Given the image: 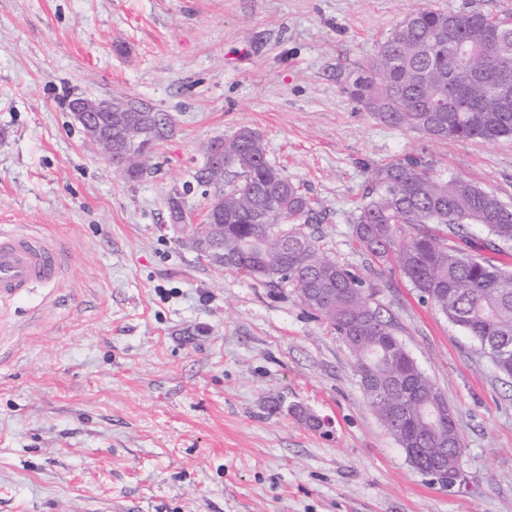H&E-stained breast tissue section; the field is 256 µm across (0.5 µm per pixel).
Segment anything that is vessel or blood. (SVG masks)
Instances as JSON below:
<instances>
[{
	"mask_svg": "<svg viewBox=\"0 0 512 512\" xmlns=\"http://www.w3.org/2000/svg\"><path fill=\"white\" fill-rule=\"evenodd\" d=\"M60 243L12 227L0 228V299L21 295L32 284L57 283Z\"/></svg>",
	"mask_w": 512,
	"mask_h": 512,
	"instance_id": "b4317fda",
	"label": "vessel or blood"
}]
</instances>
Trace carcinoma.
<instances>
[{
    "label": "carcinoma",
    "mask_w": 512,
    "mask_h": 512,
    "mask_svg": "<svg viewBox=\"0 0 512 512\" xmlns=\"http://www.w3.org/2000/svg\"><path fill=\"white\" fill-rule=\"evenodd\" d=\"M497 30L512 34L501 19L422 3L380 42L367 66L350 74L346 90L379 121L434 140L512 137V99L504 101L494 90L506 63L492 43ZM473 58L483 61L484 77H470L465 62ZM448 100L450 111H432ZM112 162L140 169L130 176L138 180L148 159L128 160L117 146ZM207 183L213 197H224V268L272 285L292 284L301 302L343 341L357 340L360 385L399 447L417 440L435 449L446 445L450 457L464 447L456 421L430 401L435 383L373 307L365 279L302 230L313 202L269 162L262 136L242 128L224 138V169L208 172ZM428 224H440L446 233L434 234ZM467 224L486 232L485 249L512 244L511 204L464 178L435 177L414 161H399L373 170L353 230L378 267L407 278L512 379V268L448 245L452 237L466 240Z\"/></svg>",
    "instance_id": "carcinoma-1"
}]
</instances>
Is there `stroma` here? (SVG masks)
Returning <instances> with one entry per match:
<instances>
[{"mask_svg": "<svg viewBox=\"0 0 512 512\" xmlns=\"http://www.w3.org/2000/svg\"><path fill=\"white\" fill-rule=\"evenodd\" d=\"M420 1L0 0V226L66 247L57 284L0 302V512H512V379L462 328L377 278L464 439L446 487L408 463L292 286L201 261L168 210L178 197L194 223L207 146L243 127L314 200L305 232L364 277L353 220L382 163L512 204V138L436 141L345 90ZM76 96L166 118L141 179L87 140Z\"/></svg>", "mask_w": 512, "mask_h": 512, "instance_id": "35a3bbf8", "label": "stroma"}]
</instances>
